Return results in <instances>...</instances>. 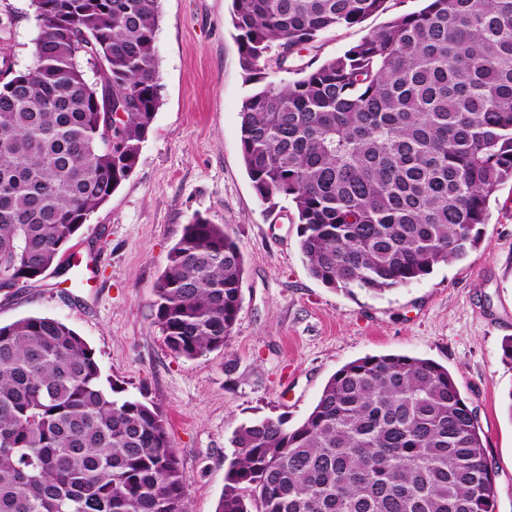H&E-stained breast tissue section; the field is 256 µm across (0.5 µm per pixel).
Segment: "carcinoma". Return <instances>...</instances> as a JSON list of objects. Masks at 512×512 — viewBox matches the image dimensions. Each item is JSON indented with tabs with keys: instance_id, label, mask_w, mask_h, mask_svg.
Segmentation results:
<instances>
[{
	"instance_id": "obj_1",
	"label": "carcinoma",
	"mask_w": 512,
	"mask_h": 512,
	"mask_svg": "<svg viewBox=\"0 0 512 512\" xmlns=\"http://www.w3.org/2000/svg\"><path fill=\"white\" fill-rule=\"evenodd\" d=\"M161 0H31L35 60L0 47V288L44 276L134 171L161 104ZM388 0H232L245 82L242 162L259 198L292 203L310 275L374 295L480 243L512 182V0H427L343 54L267 79L275 64ZM104 66L111 111L86 67ZM244 255L196 216L154 286L169 350L227 344ZM64 322L0 325V512H186L163 411L119 396ZM216 512H494L477 415L448 369L402 354L338 369L295 425L238 426Z\"/></svg>"
}]
</instances>
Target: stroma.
Masks as SVG:
<instances>
[{
	"label": "stroma",
	"mask_w": 512,
	"mask_h": 512,
	"mask_svg": "<svg viewBox=\"0 0 512 512\" xmlns=\"http://www.w3.org/2000/svg\"><path fill=\"white\" fill-rule=\"evenodd\" d=\"M156 33L161 100L130 177L89 217L55 269L0 291V323L27 316L65 322L123 396L160 407L187 479V512H215L240 424H299L338 369L367 356L404 354L446 367L475 409L495 474V512H512V183L489 203L481 242L462 260L380 296L326 287L299 252L287 201L267 208L245 171L240 65L231 0H161ZM397 0L362 24L323 34L302 63L343 54L391 16L421 9ZM13 18L6 41L17 68L33 62L31 0H0ZM228 225L245 259L241 310L224 349L187 359L154 323L153 286L194 215ZM92 259L84 287L68 258Z\"/></svg>",
	"instance_id": "obj_1"
}]
</instances>
